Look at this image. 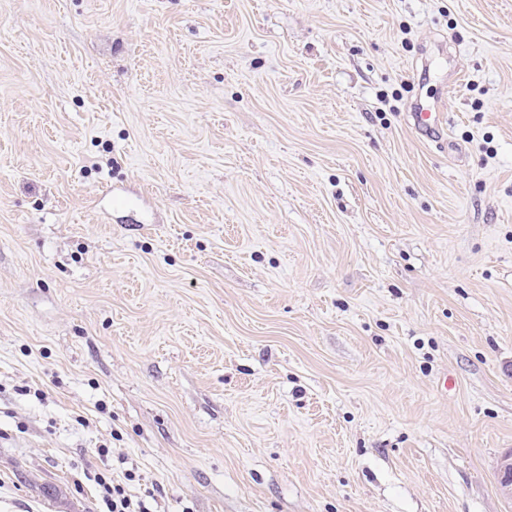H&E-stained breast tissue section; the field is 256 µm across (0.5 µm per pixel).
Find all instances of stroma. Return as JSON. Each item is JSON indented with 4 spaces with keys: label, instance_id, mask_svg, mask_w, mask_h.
Segmentation results:
<instances>
[{
    "label": "stroma",
    "instance_id": "stroma-1",
    "mask_svg": "<svg viewBox=\"0 0 512 512\" xmlns=\"http://www.w3.org/2000/svg\"><path fill=\"white\" fill-rule=\"evenodd\" d=\"M509 451L512 0H0V512H512ZM411 111L413 126L423 135L444 129L447 125L445 113L441 111L438 101H417ZM98 484L102 488V501L107 508L103 512H149L142 501H133L126 493L124 486L112 485L104 478L98 477Z\"/></svg>",
    "mask_w": 512,
    "mask_h": 512
}]
</instances>
